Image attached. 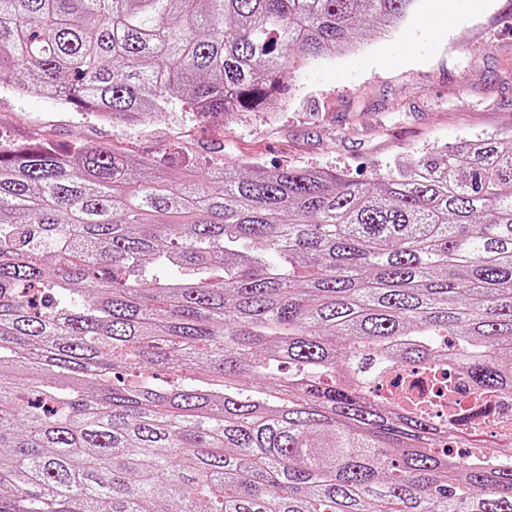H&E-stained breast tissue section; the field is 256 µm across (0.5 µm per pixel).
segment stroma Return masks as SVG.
<instances>
[{
	"mask_svg": "<svg viewBox=\"0 0 512 512\" xmlns=\"http://www.w3.org/2000/svg\"><path fill=\"white\" fill-rule=\"evenodd\" d=\"M512 131V0H416L392 34L293 76L286 100L242 116L188 120L180 107L137 127L42 95L0 91V138L124 148L144 161L170 144L198 167L330 170L375 181L435 146Z\"/></svg>",
	"mask_w": 512,
	"mask_h": 512,
	"instance_id": "1",
	"label": "stroma"
}]
</instances>
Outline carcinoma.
Segmentation results:
<instances>
[{"label":"carcinoma","instance_id":"1","mask_svg":"<svg viewBox=\"0 0 512 512\" xmlns=\"http://www.w3.org/2000/svg\"><path fill=\"white\" fill-rule=\"evenodd\" d=\"M415 0H0V87L117 124L258 111ZM0 145V512H512V132L377 182ZM448 376L459 387V409L458 416L454 417L452 430L456 437L450 443H456L461 436H469L471 433H496L499 424L508 421L512 424V392L499 394L493 398L491 405L482 410L474 409L472 396L468 394V382L460 372L452 369ZM480 411V412H479ZM497 434V433H496ZM404 377L406 384H417L416 388H414V392L416 394H423L424 396L435 398L436 395H439V391L443 392V390H441V386H443L441 382H443L444 380L440 379L439 382H430L428 379H426L425 375L416 376L410 372H407L406 375L405 372L392 373L385 382L388 384V388L391 391L399 392L401 390V384ZM420 379L424 381V384L417 382V380Z\"/></svg>","mask_w":512,"mask_h":512}]
</instances>
